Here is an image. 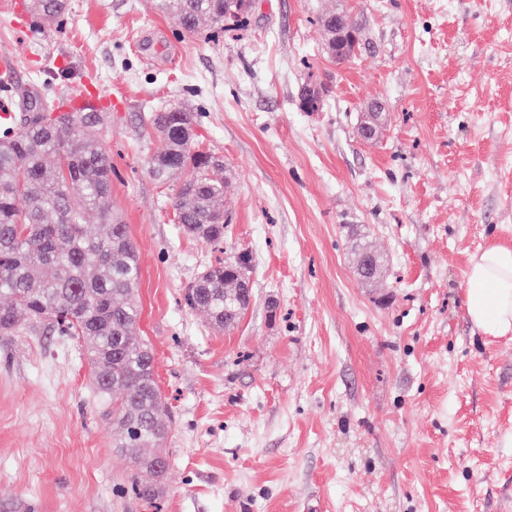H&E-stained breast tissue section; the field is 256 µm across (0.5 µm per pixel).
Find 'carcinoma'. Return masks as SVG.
<instances>
[{"instance_id": "carcinoma-1", "label": "carcinoma", "mask_w": 512, "mask_h": 512, "mask_svg": "<svg viewBox=\"0 0 512 512\" xmlns=\"http://www.w3.org/2000/svg\"><path fill=\"white\" fill-rule=\"evenodd\" d=\"M194 33L222 27L224 18L249 11L251 0H157ZM34 13L65 19L69 0H34ZM327 50L338 62L356 57L362 32L351 23L346 44L336 46L329 16L322 19ZM0 91L21 112L18 126L0 127V334L25 323L36 333L48 329L81 343L98 404L112 415V447L134 467L120 492L150 503L160 495L167 469L163 447L172 422L154 377L151 345L136 337L140 315L139 253L128 225L111 205L112 160L100 145L102 115L56 114L73 92L64 86L53 99L21 92L0 78ZM163 143L152 158L153 176L179 179L171 205L184 234L216 245L224 242V159L196 142L194 113L163 109L150 118ZM103 232L87 230V216ZM237 262L218 260L184 289L185 307L205 314L218 331L234 328L250 305L240 293Z\"/></svg>"}]
</instances>
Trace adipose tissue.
Here are the masks:
<instances>
[{
	"mask_svg": "<svg viewBox=\"0 0 512 512\" xmlns=\"http://www.w3.org/2000/svg\"><path fill=\"white\" fill-rule=\"evenodd\" d=\"M465 308L470 323L486 336L512 334V245L491 242L469 259Z\"/></svg>",
	"mask_w": 512,
	"mask_h": 512,
	"instance_id": "obj_1",
	"label": "adipose tissue"
}]
</instances>
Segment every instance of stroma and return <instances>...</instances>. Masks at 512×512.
Returning <instances> with one entry per match:
<instances>
[{
    "label": "stroma",
    "mask_w": 512,
    "mask_h": 512,
    "mask_svg": "<svg viewBox=\"0 0 512 512\" xmlns=\"http://www.w3.org/2000/svg\"><path fill=\"white\" fill-rule=\"evenodd\" d=\"M70 3L62 25L19 32L0 0V55L21 88L91 70L123 93L101 143L140 254L136 334L171 407L170 466L157 504L119 493L132 465L82 346L0 335V512H512V335H479L464 305L470 255L512 244V0H253L218 35L155 0ZM331 11L365 27L354 61L327 53ZM307 83L323 111H301ZM164 107L194 110L224 158L223 249L182 232L150 171ZM362 243L383 258L371 284ZM244 251L252 303L213 330L183 290Z\"/></svg>",
    "instance_id": "stroma-1"
}]
</instances>
